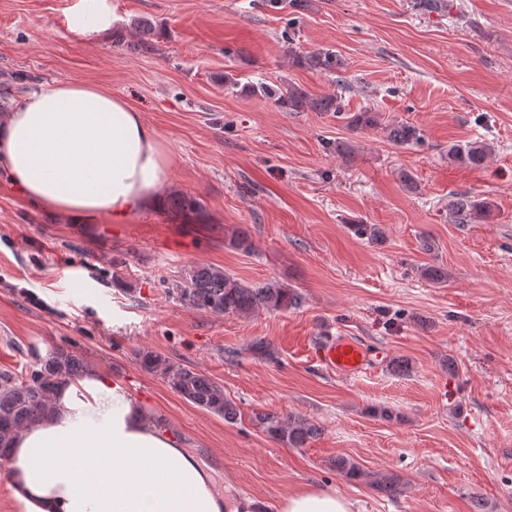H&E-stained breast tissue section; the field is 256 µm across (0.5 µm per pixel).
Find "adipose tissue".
I'll return each instance as SVG.
<instances>
[{"label": "adipose tissue", "instance_id": "adipose-tissue-1", "mask_svg": "<svg viewBox=\"0 0 512 512\" xmlns=\"http://www.w3.org/2000/svg\"><path fill=\"white\" fill-rule=\"evenodd\" d=\"M71 32L91 43L112 28L111 0H72ZM173 158L141 112L97 84L25 92L0 117V172L23 197L71 224L125 221L155 209ZM16 512H248L181 448L158 412L98 368L57 386L47 416L0 451ZM277 512H352L318 488L289 493Z\"/></svg>", "mask_w": 512, "mask_h": 512}]
</instances>
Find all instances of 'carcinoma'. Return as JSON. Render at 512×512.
<instances>
[{
  "label": "carcinoma",
  "instance_id": "1",
  "mask_svg": "<svg viewBox=\"0 0 512 512\" xmlns=\"http://www.w3.org/2000/svg\"><path fill=\"white\" fill-rule=\"evenodd\" d=\"M293 62L300 67L339 76L346 70L345 59L332 51L321 50L306 55L293 54ZM281 109L288 112H332L347 121L354 130L372 129L380 124L377 112L344 111L342 97H315L305 88L290 85L285 90L265 86L252 88ZM389 141L398 146H420L425 141L421 128L397 121L387 128ZM492 148L481 141L452 144L448 158L466 167H480ZM454 222H488L493 203L486 198L459 194L449 204ZM172 292L185 306L218 316H248L260 310L283 312L297 308L302 295L278 282L250 284L239 280L220 266L195 265L185 274ZM139 363L149 372L160 373L167 385L188 403L234 424L240 416L239 407L224 393V386L204 372L164 362L151 351L139 352ZM88 367L87 360L66 348H55L39 356L34 365L18 376L9 371L0 372V449L10 446L16 434L28 424L44 417L50 409V398L55 384L62 377H76ZM253 421L270 438L291 448H304L316 437L318 429L307 419L273 412H258ZM336 472L351 480H364L379 491L394 494L398 490L396 478L388 472L370 473L353 459H336Z\"/></svg>",
  "mask_w": 512,
  "mask_h": 512
}]
</instances>
